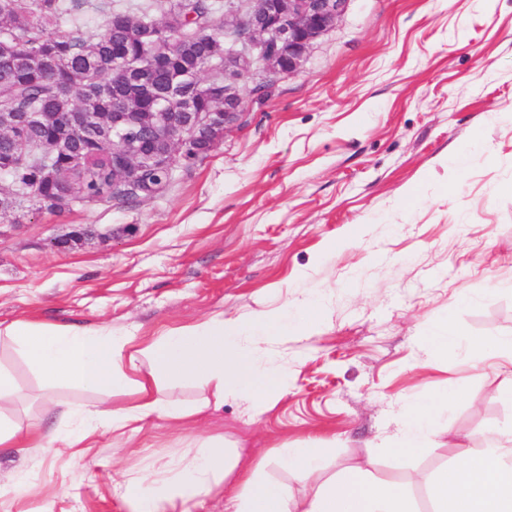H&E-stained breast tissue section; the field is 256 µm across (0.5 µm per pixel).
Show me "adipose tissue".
<instances>
[{"mask_svg": "<svg viewBox=\"0 0 512 512\" xmlns=\"http://www.w3.org/2000/svg\"><path fill=\"white\" fill-rule=\"evenodd\" d=\"M287 319L284 309L213 318L159 337L142 349L135 348L130 337L98 329L0 322V343L27 359L45 389L69 386L97 395L95 402L80 408L63 405L48 426L26 428L10 416L21 391L10 374L0 371V447L41 448L50 454L65 448L77 456L101 424L123 437L140 432L154 416L187 418L189 412L181 404L156 395L154 388L164 378L212 382L219 406L232 400L250 411L269 409L274 395L288 386V375L276 365L272 348L286 336ZM143 355L152 360L146 374L138 366ZM127 386L139 394V403L113 405V390ZM462 394V388H451L434 411L407 406L393 456L433 447L442 429L441 412L450 410ZM279 454L291 473L310 484L311 493L303 501L291 499L283 485L265 479L259 470L239 471L238 455L215 440L202 441L192 464L175 480H130L123 496L131 512H167L174 501H192L221 482L233 491L230 512H420L409 484L377 476L370 463L346 466L322 479V449L299 445L280 449ZM429 498V512H512V424L493 428L477 455L463 456L438 471Z\"/></svg>", "mask_w": 512, "mask_h": 512, "instance_id": "1", "label": "adipose tissue"}]
</instances>
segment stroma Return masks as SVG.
Instances as JSON below:
<instances>
[{"label":"stroma","instance_id":"stroma-1","mask_svg":"<svg viewBox=\"0 0 512 512\" xmlns=\"http://www.w3.org/2000/svg\"><path fill=\"white\" fill-rule=\"evenodd\" d=\"M209 156L132 205L24 203L0 215V321L105 328L143 346L210 318L318 305L311 334L289 335L288 388L272 409L207 406L205 380L160 381L194 408L153 419L114 452L100 427L84 458L0 447V512H128L119 482L170 476L200 439L236 444L293 499L307 491L278 460L284 444L322 439V476L376 454L378 475L412 480L427 508L431 475L512 422L490 357L472 340L512 336V0H350L302 70L264 95ZM454 326L464 344L441 351ZM0 368L30 396L88 394L39 386L0 344ZM439 446L404 461L386 450L396 413L450 387Z\"/></svg>","mask_w":512,"mask_h":512}]
</instances>
